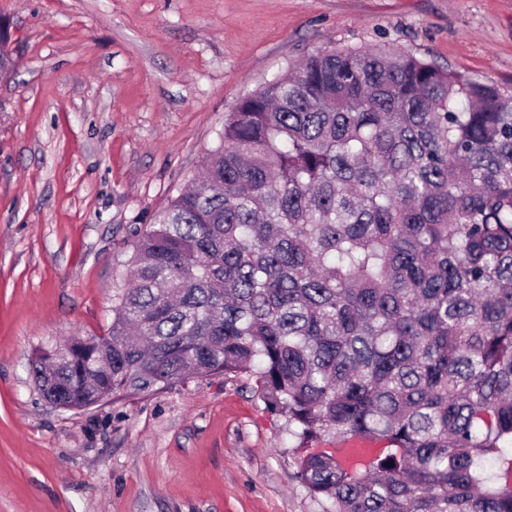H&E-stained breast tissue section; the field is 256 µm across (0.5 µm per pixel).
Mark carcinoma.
<instances>
[{
	"mask_svg": "<svg viewBox=\"0 0 512 512\" xmlns=\"http://www.w3.org/2000/svg\"><path fill=\"white\" fill-rule=\"evenodd\" d=\"M107 336L35 355L83 410L254 378L322 512H512V94L401 50L243 97L138 240ZM378 443L365 470L336 444Z\"/></svg>",
	"mask_w": 512,
	"mask_h": 512,
	"instance_id": "1",
	"label": "carcinoma"
}]
</instances>
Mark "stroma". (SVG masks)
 Instances as JSON below:
<instances>
[{"instance_id": "obj_1", "label": "stroma", "mask_w": 512, "mask_h": 512, "mask_svg": "<svg viewBox=\"0 0 512 512\" xmlns=\"http://www.w3.org/2000/svg\"><path fill=\"white\" fill-rule=\"evenodd\" d=\"M0 512H320L247 376L80 411L34 351L102 336L135 246L224 119L318 50L390 48L512 90V0H0Z\"/></svg>"}]
</instances>
